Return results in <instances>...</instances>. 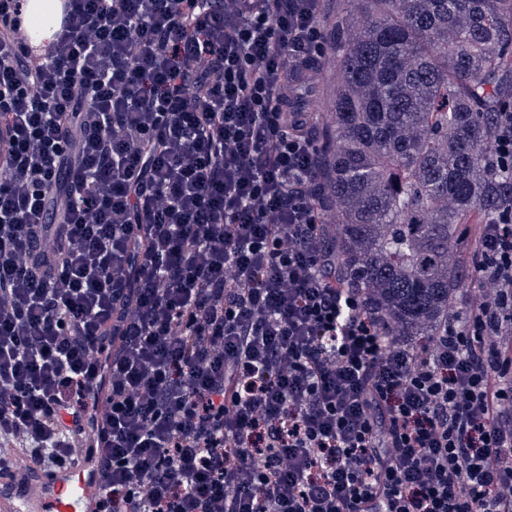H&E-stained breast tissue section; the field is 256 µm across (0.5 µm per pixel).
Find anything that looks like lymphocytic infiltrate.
Returning <instances> with one entry per match:
<instances>
[{"label": "lymphocytic infiltrate", "mask_w": 512, "mask_h": 512, "mask_svg": "<svg viewBox=\"0 0 512 512\" xmlns=\"http://www.w3.org/2000/svg\"><path fill=\"white\" fill-rule=\"evenodd\" d=\"M326 0H70L39 64L0 0V437L96 512H512V207L414 344L336 273L289 95Z\"/></svg>", "instance_id": "obj_1"}]
</instances>
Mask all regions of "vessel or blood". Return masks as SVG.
Wrapping results in <instances>:
<instances>
[{
	"label": "vessel or blood",
	"instance_id": "1",
	"mask_svg": "<svg viewBox=\"0 0 512 512\" xmlns=\"http://www.w3.org/2000/svg\"><path fill=\"white\" fill-rule=\"evenodd\" d=\"M101 464V453H81L73 464L57 471L29 462L17 475L0 471V512H94Z\"/></svg>",
	"mask_w": 512,
	"mask_h": 512
}]
</instances>
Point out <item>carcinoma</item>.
I'll list each match as a JSON object with an SVG mask.
<instances>
[{"instance_id":"cac0c4a2","label":"carcinoma","mask_w":512,"mask_h":512,"mask_svg":"<svg viewBox=\"0 0 512 512\" xmlns=\"http://www.w3.org/2000/svg\"><path fill=\"white\" fill-rule=\"evenodd\" d=\"M327 22L324 132L336 264L396 336L434 335L464 287L454 250L475 212L512 204L493 117L512 103V0H343Z\"/></svg>"}]
</instances>
